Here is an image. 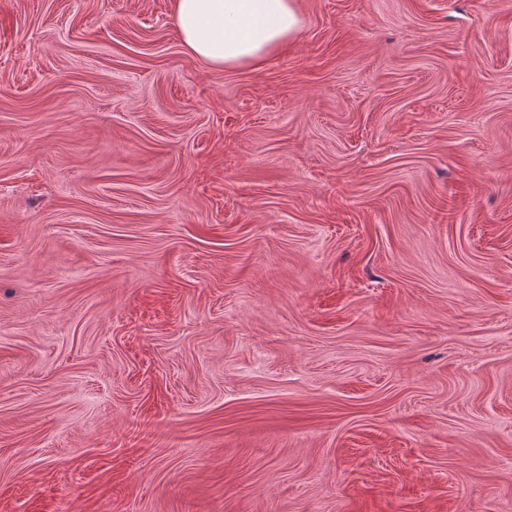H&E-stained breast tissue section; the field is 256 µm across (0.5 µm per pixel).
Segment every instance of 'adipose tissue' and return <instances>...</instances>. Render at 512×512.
Masks as SVG:
<instances>
[{"label": "adipose tissue", "instance_id": "ef3b65f1", "mask_svg": "<svg viewBox=\"0 0 512 512\" xmlns=\"http://www.w3.org/2000/svg\"><path fill=\"white\" fill-rule=\"evenodd\" d=\"M182 44L215 67L261 66L301 26L295 0H172Z\"/></svg>", "mask_w": 512, "mask_h": 512}]
</instances>
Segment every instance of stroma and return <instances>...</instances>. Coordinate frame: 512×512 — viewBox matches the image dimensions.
I'll use <instances>...</instances> for the list:
<instances>
[{"label":"stroma","mask_w":512,"mask_h":512,"mask_svg":"<svg viewBox=\"0 0 512 512\" xmlns=\"http://www.w3.org/2000/svg\"><path fill=\"white\" fill-rule=\"evenodd\" d=\"M0 0V512H512V0ZM182 44L215 67H260L301 26L295 0H172Z\"/></svg>","instance_id":"1"}]
</instances>
